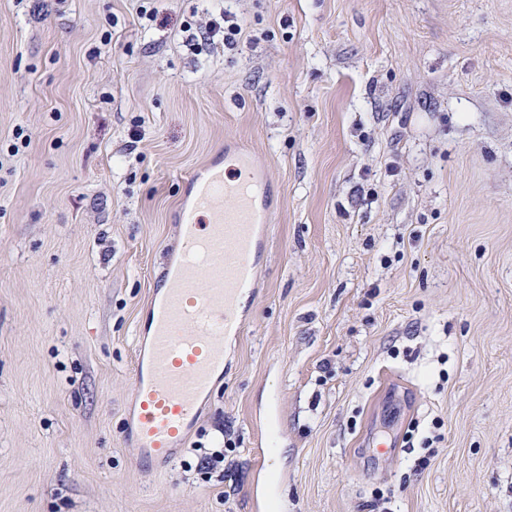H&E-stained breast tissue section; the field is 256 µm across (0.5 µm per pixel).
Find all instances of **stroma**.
<instances>
[{"instance_id":"35a3bbf8","label":"stroma","mask_w":512,"mask_h":512,"mask_svg":"<svg viewBox=\"0 0 512 512\" xmlns=\"http://www.w3.org/2000/svg\"><path fill=\"white\" fill-rule=\"evenodd\" d=\"M239 146L256 287L143 469L137 324ZM0 512H512V0H0Z\"/></svg>"}]
</instances>
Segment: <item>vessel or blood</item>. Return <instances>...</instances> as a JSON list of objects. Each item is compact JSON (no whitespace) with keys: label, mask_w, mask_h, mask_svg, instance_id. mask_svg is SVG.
Segmentation results:
<instances>
[{"label":"vessel or blood","mask_w":512,"mask_h":512,"mask_svg":"<svg viewBox=\"0 0 512 512\" xmlns=\"http://www.w3.org/2000/svg\"><path fill=\"white\" fill-rule=\"evenodd\" d=\"M236 162L232 178L217 162L190 176L179 224L184 247L147 306L125 437L137 461L156 468L176 459L223 379V341L239 334L238 300L257 273L270 184L250 152L239 150Z\"/></svg>","instance_id":"obj_1"}]
</instances>
